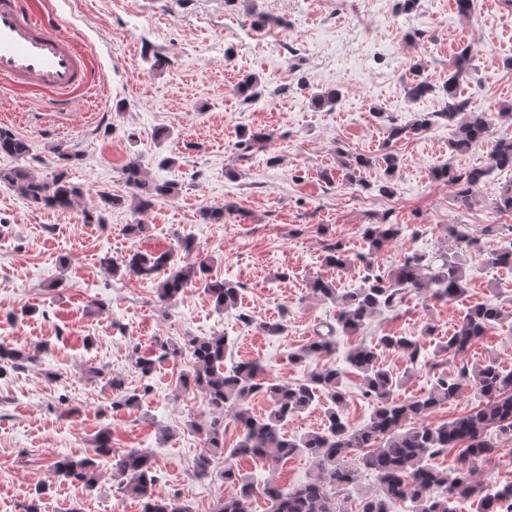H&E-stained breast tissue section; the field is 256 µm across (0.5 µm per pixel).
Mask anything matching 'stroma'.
Segmentation results:
<instances>
[{"mask_svg":"<svg viewBox=\"0 0 512 512\" xmlns=\"http://www.w3.org/2000/svg\"><path fill=\"white\" fill-rule=\"evenodd\" d=\"M41 3L90 53L96 90L71 97L61 114L44 96L0 90V127L30 148L23 167L45 180L68 171L83 189L75 208L61 214L27 204L0 184V341L37 355L0 376V512H26L34 503L40 512H142L140 500L113 476L111 458L100 460L91 492L52 471L57 456L90 455L104 428L115 452L147 451L158 492L179 497L192 512H211L231 494L219 479L193 475L209 408L201 394L177 387L180 372L193 366L184 349L191 338L226 336L225 365L253 360L291 384L326 363L345 369L344 415L354 429L374 412L360 378L346 369L357 343L374 347L379 363L399 379L395 396L402 401L427 392L446 369H472L493 358L512 371V269L488 262L491 251L512 242V216L494 204L512 170L493 168L490 159L495 141L512 137V119L498 114L512 105V68L505 65L512 58V0H474L467 18L455 0H416L406 12L396 11V0ZM466 47L471 63L459 90L472 110L492 113L487 140L454 152V129L439 119L388 142L390 126L442 109L452 60ZM157 53L167 59L160 69L152 66ZM418 61L434 89L414 101L406 86ZM248 74L259 82L252 101L236 91ZM330 88L340 92L335 105H319L316 94ZM260 129L272 135L264 147L237 149L239 132ZM58 145L80 153L81 161L58 160ZM389 151L398 158L390 176L380 161ZM346 154L370 160L354 184L344 178ZM166 157L172 165L161 166ZM133 158L149 181L178 185L140 215L123 180ZM444 164L487 169L475 205H462L451 185L434 178ZM383 184L390 194L380 193ZM103 189L124 204L105 212L104 223H85ZM207 209L223 210V222L204 219ZM384 218L404 232L375 255L383 271L411 253L439 255L448 225H467L480 247L463 257L465 293L448 302L410 293L399 310L376 313L354 334H337L326 359L291 362L290 353L312 341L317 324H335L338 316L335 301L310 294L309 281L321 278L342 291L359 287L367 273L360 256L368 251L361 229ZM136 222L144 229L134 234L129 226ZM187 237L196 254L211 257L209 277L240 284L236 308L216 310L198 282L165 303L156 281L101 264L134 251L178 256ZM329 242L355 255L354 265L326 263ZM487 303L508 317L466 351L438 352L466 312ZM279 320L283 334L263 331ZM386 334L420 340L415 369L402 352L380 346ZM162 341L182 347V356L160 359ZM139 355L156 361L149 376L135 366ZM115 376L128 390L150 386L140 407L113 409ZM236 465L256 482L274 475L291 486L313 472L303 455L274 474L255 459Z\"/></svg>","mask_w":512,"mask_h":512,"instance_id":"35a3bbf8","label":"stroma"}]
</instances>
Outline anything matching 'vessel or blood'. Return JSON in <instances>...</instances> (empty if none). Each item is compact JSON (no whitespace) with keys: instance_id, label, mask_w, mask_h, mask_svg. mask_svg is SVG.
<instances>
[{"instance_id":"b4317fda","label":"vessel or blood","mask_w":512,"mask_h":512,"mask_svg":"<svg viewBox=\"0 0 512 512\" xmlns=\"http://www.w3.org/2000/svg\"><path fill=\"white\" fill-rule=\"evenodd\" d=\"M0 82L47 95L60 110L92 90L93 62L35 0H0Z\"/></svg>"}]
</instances>
